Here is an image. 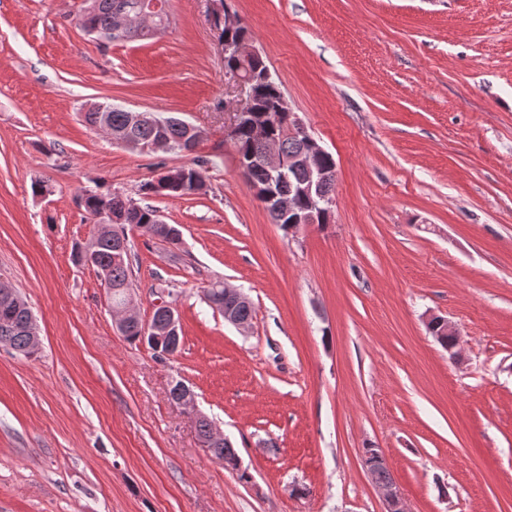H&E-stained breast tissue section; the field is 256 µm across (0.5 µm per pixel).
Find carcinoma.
Instances as JSON below:
<instances>
[{
	"instance_id": "obj_1",
	"label": "carcinoma",
	"mask_w": 512,
	"mask_h": 512,
	"mask_svg": "<svg viewBox=\"0 0 512 512\" xmlns=\"http://www.w3.org/2000/svg\"><path fill=\"white\" fill-rule=\"evenodd\" d=\"M141 0H95V7L87 15L79 16V23L85 30H93L96 37L111 41L108 31L112 25V15L120 6H135ZM210 28L214 31L217 44L224 54V69L231 73L237 71L244 77L254 79L256 95L254 98V109L259 116L270 123L275 138L280 143V149L287 155H295L302 150L299 140L291 138L286 134L288 128V116L281 114L280 102L284 96L281 83L275 78L265 79V74L270 72L264 58L241 60L229 47V44L248 36V29L242 25L234 31L224 29V15L213 13L207 15ZM84 120L90 126L103 122L114 136L128 137L136 140L142 145L149 144L159 137L166 139L175 154H184L188 148L190 137L188 136L185 120L175 117H166L162 125L157 122L138 120L135 113L127 112L120 105L105 104L101 112H86ZM236 154L240 161L246 166L242 176L247 184L271 182L281 195L294 194L298 184L307 179L305 169L298 167L288 169L285 173L274 172L264 166L261 161L262 146L254 141L250 128L242 123L239 126V133L234 143ZM189 163L175 166L166 175L152 179L142 185V189L158 196L183 197L192 195H204L207 193V184L202 175L201 168L216 164V161L203 156H194L187 153ZM82 206L89 219L103 212L121 214L127 213L125 225L111 229V235L99 240L97 271L101 280L108 284V295L111 303L119 304L126 298V290L133 287L131 264L133 254L127 251L124 258L116 260L113 258L112 236L127 235L126 226H135L167 240L171 244L180 242V230L172 224H160L157 222V210L150 205H142L135 200L124 197L118 193L99 192L97 190H86L82 194ZM8 314L10 328L4 329L0 322V344H8L17 353L26 358L35 355V352L28 346L26 329L33 319L28 303L7 304L0 298V315ZM369 461L372 462V473L375 480L383 483L392 482L390 468L387 460L380 454L379 449L367 450Z\"/></svg>"
}]
</instances>
